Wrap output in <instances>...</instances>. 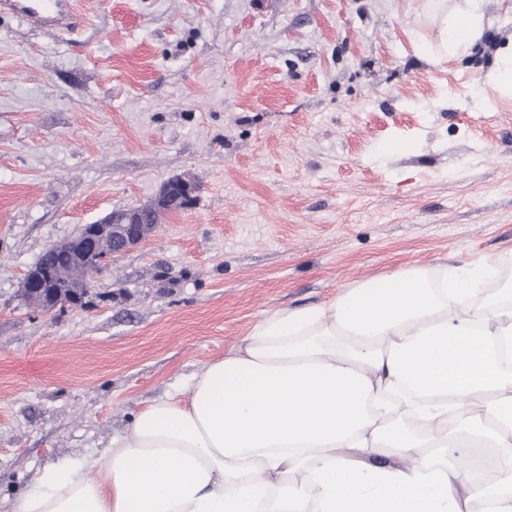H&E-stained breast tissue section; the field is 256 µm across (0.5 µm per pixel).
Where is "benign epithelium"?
<instances>
[{
  "label": "benign epithelium",
  "instance_id": "benign-epithelium-1",
  "mask_svg": "<svg viewBox=\"0 0 512 512\" xmlns=\"http://www.w3.org/2000/svg\"><path fill=\"white\" fill-rule=\"evenodd\" d=\"M198 193V184L172 177L163 183L151 203L114 210L92 224L83 225L75 237L53 246L69 255V264L47 267L37 263L27 273L24 288L40 300L82 306L75 288H92L95 274L108 259L146 240L165 213L195 208Z\"/></svg>",
  "mask_w": 512,
  "mask_h": 512
}]
</instances>
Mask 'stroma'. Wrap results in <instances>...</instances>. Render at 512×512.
<instances>
[{"mask_svg":"<svg viewBox=\"0 0 512 512\" xmlns=\"http://www.w3.org/2000/svg\"><path fill=\"white\" fill-rule=\"evenodd\" d=\"M466 0H79L66 34L0 15V512L96 457L276 309L480 258L512 285V0L450 57ZM180 177L84 307H36L51 245Z\"/></svg>","mask_w":512,"mask_h":512,"instance_id":"1","label":"stroma"}]
</instances>
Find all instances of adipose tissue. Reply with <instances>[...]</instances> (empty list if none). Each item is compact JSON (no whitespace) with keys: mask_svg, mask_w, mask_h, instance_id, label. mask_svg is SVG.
<instances>
[{"mask_svg":"<svg viewBox=\"0 0 512 512\" xmlns=\"http://www.w3.org/2000/svg\"><path fill=\"white\" fill-rule=\"evenodd\" d=\"M467 2L453 53L482 30ZM489 271L415 268L266 313L100 456L35 473L14 512H512V304ZM477 444L503 450L494 482L460 467Z\"/></svg>","mask_w":512,"mask_h":512,"instance_id":"adipose-tissue-1","label":"adipose tissue"}]
</instances>
